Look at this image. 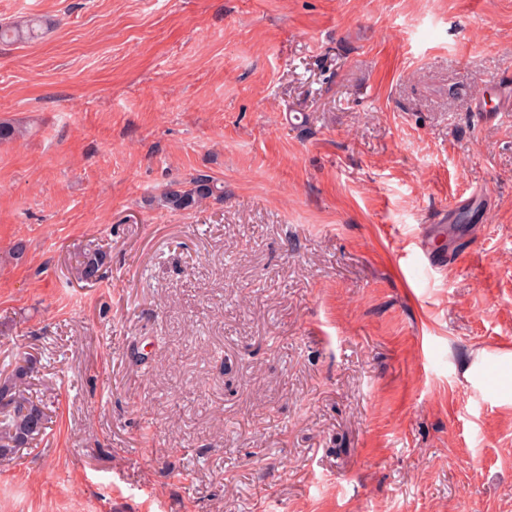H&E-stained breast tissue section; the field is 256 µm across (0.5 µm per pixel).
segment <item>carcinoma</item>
Returning <instances> with one entry per match:
<instances>
[{
	"label": "carcinoma",
	"instance_id": "carcinoma-1",
	"mask_svg": "<svg viewBox=\"0 0 512 512\" xmlns=\"http://www.w3.org/2000/svg\"><path fill=\"white\" fill-rule=\"evenodd\" d=\"M211 198H224V187L213 176L198 173L188 185L165 191L161 200L173 211H188L199 208ZM106 259V253L98 249L86 253L81 263L80 279L98 280ZM35 369L36 361L24 359L16 363L8 375L0 378V455L27 445L43 429V407L25 396L26 386Z\"/></svg>",
	"mask_w": 512,
	"mask_h": 512
}]
</instances>
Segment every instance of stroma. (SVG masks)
Wrapping results in <instances>:
<instances>
[{"mask_svg":"<svg viewBox=\"0 0 512 512\" xmlns=\"http://www.w3.org/2000/svg\"><path fill=\"white\" fill-rule=\"evenodd\" d=\"M31 17L0 377L35 360L48 424L0 512H512V112L472 109L512 0H0ZM202 171L223 200L158 205ZM106 259V253L98 249L86 253L81 263L79 279L97 281L101 276L102 268L106 264Z\"/></svg>","mask_w":512,"mask_h":512,"instance_id":"obj_1","label":"stroma"}]
</instances>
